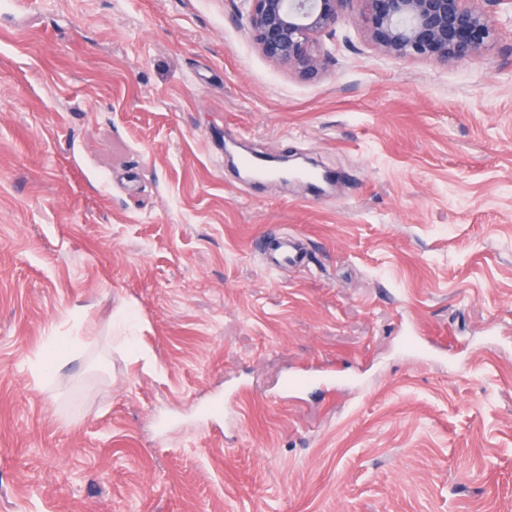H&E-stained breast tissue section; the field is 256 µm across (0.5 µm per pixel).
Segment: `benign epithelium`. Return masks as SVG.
Wrapping results in <instances>:
<instances>
[{"label":"benign epithelium","instance_id":"benign-epithelium-1","mask_svg":"<svg viewBox=\"0 0 512 512\" xmlns=\"http://www.w3.org/2000/svg\"><path fill=\"white\" fill-rule=\"evenodd\" d=\"M259 51L277 66L314 75L330 58L319 39L332 34L351 0H238ZM370 43L400 60L447 63L475 56L496 35L481 0H360Z\"/></svg>","mask_w":512,"mask_h":512}]
</instances>
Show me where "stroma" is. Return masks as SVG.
Instances as JSON below:
<instances>
[{
	"label": "stroma",
	"mask_w": 512,
	"mask_h": 512,
	"mask_svg": "<svg viewBox=\"0 0 512 512\" xmlns=\"http://www.w3.org/2000/svg\"><path fill=\"white\" fill-rule=\"evenodd\" d=\"M490 10L495 42L440 64L349 9L303 76L235 0H0V512H512ZM239 134L335 184L251 186ZM273 227L308 266L264 268Z\"/></svg>",
	"instance_id": "obj_1"
}]
</instances>
